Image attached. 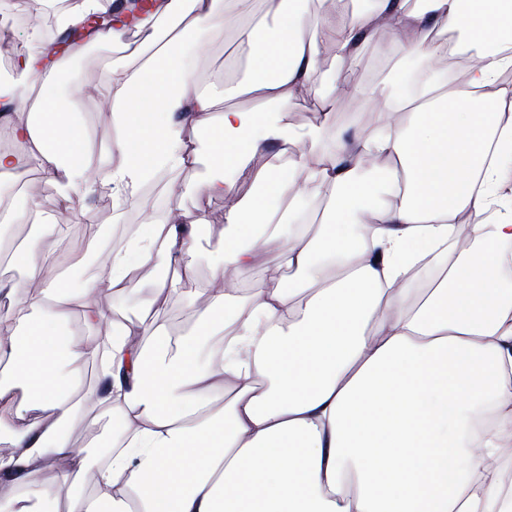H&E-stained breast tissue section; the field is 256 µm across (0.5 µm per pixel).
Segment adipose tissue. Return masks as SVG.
<instances>
[{"instance_id": "ef3b65f1", "label": "adipose tissue", "mask_w": 512, "mask_h": 512, "mask_svg": "<svg viewBox=\"0 0 512 512\" xmlns=\"http://www.w3.org/2000/svg\"><path fill=\"white\" fill-rule=\"evenodd\" d=\"M260 17L241 21L221 0H156L138 24L139 55L107 70L114 135L105 146L120 164L103 169L93 132L67 125L51 90L64 61L40 67L41 35L17 52L14 75L0 83V120L14 146L0 150V175L28 157L64 201L110 186L129 200L159 170L209 161L218 175L195 185L200 196L228 202L226 225L209 241L214 278L261 262L291 270L289 281L249 288H206L204 302L185 298L195 264V224L180 210L166 223L138 225L125 247L104 256L108 278L73 290L53 276L54 250L41 247L43 225L23 242L0 236V253L23 278L0 282L10 308L0 317V512H512V217L474 224L477 256L458 257L430 287L407 275L426 254L448 245L463 212L479 215L512 184V88L498 84L512 68V0H374L352 22L337 20L342 0L317 16L303 0H258ZM175 23L159 35L158 19ZM457 29L481 47L469 70L467 109L449 113L439 77L415 96L404 71L364 93L403 121H386L371 140L324 149L322 126L296 129L283 112L308 94L318 60L315 34L328 37L340 68L337 84L362 46L393 33L410 50L447 53L432 43ZM235 31L249 45L245 82L228 97L250 95L256 108L213 99L185 64L183 44L201 34ZM30 103L29 111L17 104ZM205 129L201 154L188 129ZM280 154L299 149L283 171L250 172L267 143ZM373 149L389 161L376 176L355 157ZM249 176L266 196L237 197L232 177ZM329 203L319 223L277 212L269 196L294 185ZM176 264L137 320H110L93 297L132 291L144 263ZM184 300L189 334L165 331L169 301ZM85 324L108 321L110 350L69 335L72 306ZM234 330L227 350L201 346ZM101 359L100 387L86 394L69 368ZM224 404L214 408L215 397ZM122 416V448L105 485L80 484L92 468L70 432L85 424L88 399Z\"/></svg>"}]
</instances>
